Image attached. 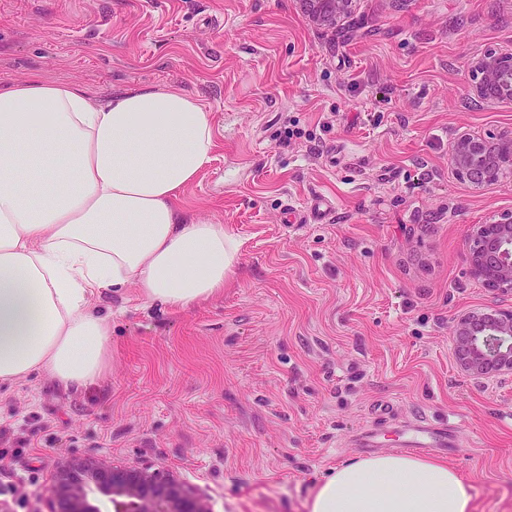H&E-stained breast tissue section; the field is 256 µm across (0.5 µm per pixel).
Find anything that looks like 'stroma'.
Returning <instances> with one entry per match:
<instances>
[{"mask_svg": "<svg viewBox=\"0 0 512 512\" xmlns=\"http://www.w3.org/2000/svg\"><path fill=\"white\" fill-rule=\"evenodd\" d=\"M512 50V0H358L314 28L295 0H0V81L34 74L100 100L166 85L210 108L218 148L185 191L240 242L222 293L172 310L104 291L106 376L0 384V501L45 512L70 455L143 461L201 487L215 512H309L318 481L363 457L375 406L455 423L444 460L472 512H512V375L474 384L455 315L512 296L468 272L471 225L512 209V176L458 179L454 132L512 131L469 72Z\"/></svg>", "mask_w": 512, "mask_h": 512, "instance_id": "stroma-1", "label": "stroma"}]
</instances>
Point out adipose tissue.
Returning a JSON list of instances; mask_svg holds the SVG:
<instances>
[{"mask_svg":"<svg viewBox=\"0 0 512 512\" xmlns=\"http://www.w3.org/2000/svg\"><path fill=\"white\" fill-rule=\"evenodd\" d=\"M215 148L211 111L168 86L102 103L38 74L0 82V383L96 381L112 334L100 292L186 308L223 291L239 242L183 199ZM309 509L471 512L472 495L443 461L382 453L334 470Z\"/></svg>","mask_w":512,"mask_h":512,"instance_id":"1","label":"adipose tissue"}]
</instances>
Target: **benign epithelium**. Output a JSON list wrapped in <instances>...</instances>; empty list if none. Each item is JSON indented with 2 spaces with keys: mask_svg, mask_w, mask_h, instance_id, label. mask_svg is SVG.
<instances>
[{
  "mask_svg": "<svg viewBox=\"0 0 512 512\" xmlns=\"http://www.w3.org/2000/svg\"><path fill=\"white\" fill-rule=\"evenodd\" d=\"M310 24L334 30L358 0H297ZM470 85L481 101L512 100V51L489 50L472 66ZM456 176L492 184L512 171V133L459 134L451 144ZM470 275L498 293L512 294V209L470 226ZM455 347L465 375L478 383L488 369L512 373V309L497 306L454 318ZM213 512L210 497L194 484L149 464L119 465L107 458L70 457L58 463L48 486L47 512Z\"/></svg>",
  "mask_w": 512,
  "mask_h": 512,
  "instance_id": "7a95c632",
  "label": "benign epithelium"
}]
</instances>
